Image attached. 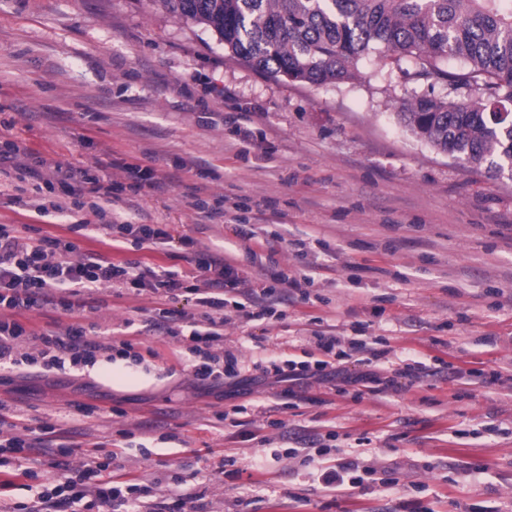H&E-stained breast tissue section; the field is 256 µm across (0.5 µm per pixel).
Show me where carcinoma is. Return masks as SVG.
I'll return each mask as SVG.
<instances>
[{"label": "carcinoma", "mask_w": 512, "mask_h": 512, "mask_svg": "<svg viewBox=\"0 0 512 512\" xmlns=\"http://www.w3.org/2000/svg\"><path fill=\"white\" fill-rule=\"evenodd\" d=\"M230 57L313 86L353 78L375 50L417 84L398 122L439 153L512 168V0H162ZM455 59L460 67L449 69Z\"/></svg>", "instance_id": "cac0c4a2"}]
</instances>
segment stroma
<instances>
[{
	"label": "stroma",
	"instance_id": "35a3bbf8",
	"mask_svg": "<svg viewBox=\"0 0 512 512\" xmlns=\"http://www.w3.org/2000/svg\"><path fill=\"white\" fill-rule=\"evenodd\" d=\"M416 88L377 54L340 84L268 77L162 0H0V149L17 145L22 164L0 190V225L187 275L200 254L225 256L250 287L273 291L227 296L224 347L245 366L263 353L319 359L324 333L388 349L387 377L407 359L460 372L382 393L201 388L178 343L144 327L162 309L194 315L193 303L107 288L74 316L45 305L15 319L35 334L77 319L102 342L131 340L141 359L121 364L129 385L84 369L6 370L0 401L30 428L57 422L71 463L103 444L141 483L182 481L206 512H512V174L468 167L400 126ZM58 167L65 182L51 179ZM32 168L49 187L35 190ZM148 168L162 189L133 195ZM94 175L112 186L109 213L96 210ZM74 196L71 212L37 211ZM114 220L171 240L115 241L104 229ZM239 220L265 246L236 238ZM83 221L99 232L74 231ZM185 235L196 250L180 246ZM273 270L311 276L308 297ZM239 304L270 312L248 321ZM298 433L326 436L325 462L358 460L362 486L324 487L288 454ZM222 457L237 476L212 473Z\"/></svg>",
	"mask_w": 512,
	"mask_h": 512
}]
</instances>
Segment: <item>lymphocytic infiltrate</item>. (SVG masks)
<instances>
[{
	"mask_svg": "<svg viewBox=\"0 0 512 512\" xmlns=\"http://www.w3.org/2000/svg\"><path fill=\"white\" fill-rule=\"evenodd\" d=\"M29 225H0V368L37 367L43 371L64 369L65 366H85L94 363L98 354L117 352L133 355L130 341L119 347L92 338L91 331L81 323L70 324L65 331L37 335L34 349H27L23 338L25 327L5 312L27 311L41 305H51L64 313H72V297L91 295L102 288H120L146 292L156 299L186 298L199 307L198 316L176 322L169 316L153 321L152 326L166 338L185 344L186 361L192 376L202 384L239 381L241 370L235 362L224 359V325L226 296L239 292L244 283L237 269L223 258L208 256L197 265L193 278L164 267H140L129 263H114L102 256L77 253L72 242L59 238L33 237ZM316 345L322 353L315 361L278 360L263 358L254 367L264 378L291 384L310 382L346 384L381 382L384 389L396 388L395 379L379 380L374 366L386 358L387 352L367 346L365 341L352 339L341 343L334 336L316 335ZM359 358L367 370L351 375L344 366L346 360ZM12 410L0 403V454L12 456V467L25 477L33 470L27 455L32 449L30 438L15 436ZM70 446H60L59 458L53 466L59 478L32 486L28 501L1 503L0 512H96L102 505H112L114 512H173L170 499L175 489L158 494L156 486L140 484L132 478L117 481L112 477L109 463L89 453L86 461L73 467L68 458Z\"/></svg>",
	"mask_w": 512,
	"mask_h": 512,
	"instance_id": "lymphocytic-infiltrate-1",
	"label": "lymphocytic infiltrate"
}]
</instances>
